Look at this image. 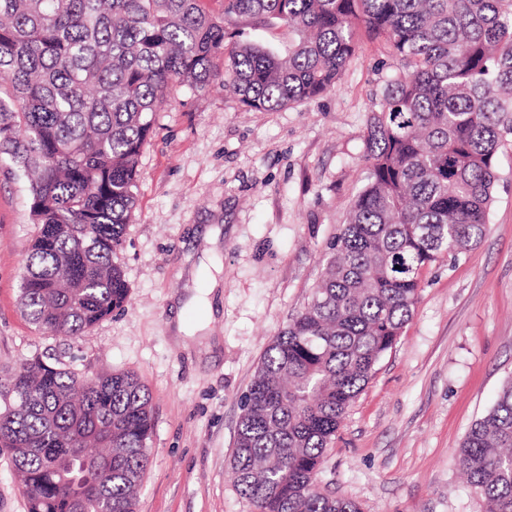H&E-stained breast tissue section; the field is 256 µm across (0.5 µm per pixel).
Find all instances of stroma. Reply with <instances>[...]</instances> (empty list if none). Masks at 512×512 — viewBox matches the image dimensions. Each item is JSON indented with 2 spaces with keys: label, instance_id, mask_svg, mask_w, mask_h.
I'll return each instance as SVG.
<instances>
[{
  "label": "stroma",
  "instance_id": "obj_1",
  "mask_svg": "<svg viewBox=\"0 0 512 512\" xmlns=\"http://www.w3.org/2000/svg\"><path fill=\"white\" fill-rule=\"evenodd\" d=\"M388 61L363 42L335 89L272 111L246 110L219 86L173 87L154 114L117 254L130 300L75 342L21 311L35 226L26 179L0 162V375L40 357L79 374L139 376L153 430L136 512H256L231 470L242 400L366 182L372 96L393 72ZM498 172L485 235L423 269L411 321L326 452L319 489L361 512L486 508L455 451L512 377V142ZM190 278L218 281L207 304L191 302Z\"/></svg>",
  "mask_w": 512,
  "mask_h": 512
}]
</instances>
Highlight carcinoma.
I'll return each mask as SVG.
<instances>
[{
  "mask_svg": "<svg viewBox=\"0 0 512 512\" xmlns=\"http://www.w3.org/2000/svg\"><path fill=\"white\" fill-rule=\"evenodd\" d=\"M0 0V161L28 182L37 225L24 316L77 340L123 308L116 252L139 157L174 83L220 84L249 110L332 90L360 49L395 61L375 94L370 171L304 308L245 395L231 467L256 512H360L316 476L344 415L397 343L422 270L485 234L498 154L512 138V0ZM244 22L295 35L288 53ZM149 390L39 357L0 381V448L27 512H135L149 463ZM489 512H512V378L458 451Z\"/></svg>",
  "mask_w": 512,
  "mask_h": 512,
  "instance_id": "1",
  "label": "carcinoma"
}]
</instances>
